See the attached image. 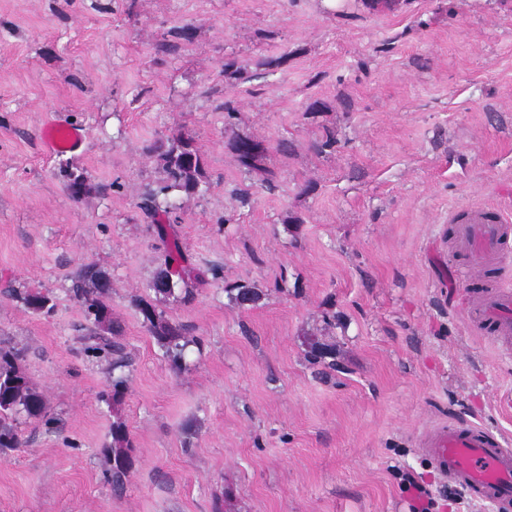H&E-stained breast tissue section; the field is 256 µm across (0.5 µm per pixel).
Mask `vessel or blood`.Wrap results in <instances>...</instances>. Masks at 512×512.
Here are the masks:
<instances>
[{
	"instance_id": "1",
	"label": "vessel or blood",
	"mask_w": 512,
	"mask_h": 512,
	"mask_svg": "<svg viewBox=\"0 0 512 512\" xmlns=\"http://www.w3.org/2000/svg\"><path fill=\"white\" fill-rule=\"evenodd\" d=\"M65 130L68 139L62 143L56 126L45 129L48 150L82 146L81 126L69 124ZM448 222L463 258L458 274L477 299L475 323L493 338H512V291L484 285L488 273L512 256V219L501 210L472 205L455 211ZM421 451L470 499L512 512V448L505 447L500 436L472 423H443L426 432Z\"/></svg>"
}]
</instances>
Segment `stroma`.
<instances>
[{"mask_svg": "<svg viewBox=\"0 0 512 512\" xmlns=\"http://www.w3.org/2000/svg\"><path fill=\"white\" fill-rule=\"evenodd\" d=\"M57 122L84 145L46 155ZM180 131L208 189L170 195L204 273L191 304L155 302L197 339L176 372L131 297L161 263L138 207L164 178L151 148ZM237 137L268 148L271 182L238 166ZM70 171L91 186L77 201ZM473 203L512 216V0H0V347L53 420L18 418L0 512H411L400 471L445 483L425 429L468 421L512 446V341L472 329L448 284V216ZM91 263L128 356L116 411L69 292ZM244 282L263 292L246 309L225 293ZM117 414L135 445L118 495ZM64 128L68 133V139L66 143L61 146L58 137L56 135V131L60 128ZM43 144L49 151H59V150H77L79 149L85 140L84 129L76 124H55L49 125L43 134ZM16 298L33 314L50 316L56 308L54 298L47 293L26 291L18 293Z\"/></svg>", "mask_w": 512, "mask_h": 512, "instance_id": "stroma-1", "label": "stroma"}]
</instances>
